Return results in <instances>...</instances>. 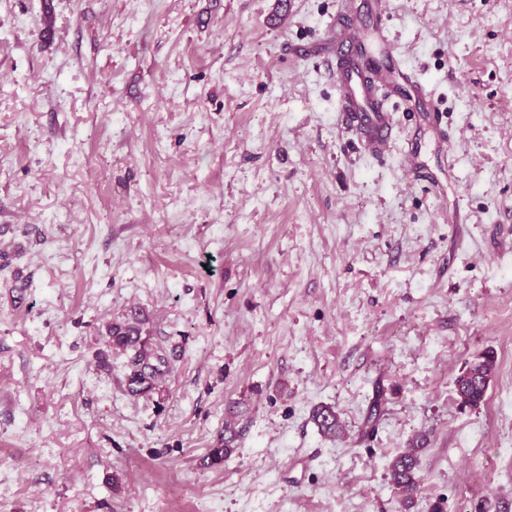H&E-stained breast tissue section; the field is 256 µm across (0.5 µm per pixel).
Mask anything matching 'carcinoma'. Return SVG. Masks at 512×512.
<instances>
[{
  "instance_id": "cac0c4a2",
  "label": "carcinoma",
  "mask_w": 512,
  "mask_h": 512,
  "mask_svg": "<svg viewBox=\"0 0 512 512\" xmlns=\"http://www.w3.org/2000/svg\"><path fill=\"white\" fill-rule=\"evenodd\" d=\"M142 319L134 313L125 322L113 323L108 327L107 335L113 346L132 352V370L127 376L128 391L134 395L144 394L156 385L163 374L167 361L159 351L146 345L142 339ZM494 356L487 352L481 359L473 362L457 379V393L463 404L476 407L486 397L492 371ZM312 420L321 434L334 436L340 432L341 424L336 411L330 406H318L312 412ZM236 434L227 429L224 431V445L214 449L212 461L219 463L233 451ZM427 443V438L420 435L408 443V448L394 458L390 465L392 483L409 497L420 489V478L417 475L419 455Z\"/></svg>"
}]
</instances>
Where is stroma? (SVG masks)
<instances>
[{
  "instance_id": "obj_1",
  "label": "stroma",
  "mask_w": 512,
  "mask_h": 512,
  "mask_svg": "<svg viewBox=\"0 0 512 512\" xmlns=\"http://www.w3.org/2000/svg\"><path fill=\"white\" fill-rule=\"evenodd\" d=\"M342 10L0 0V512H512V0H387L448 158L418 104L380 157L344 124ZM134 310L143 395L107 348ZM142 321L138 313L134 312L127 321L112 323L107 331L112 346L133 352L132 370L127 376V386L128 391L134 395L154 389L167 364L165 356L147 346L146 340L142 339ZM493 368L494 356L487 352L457 379V393L463 404L476 407L485 400ZM312 420L319 432L326 436H335L342 427L336 411L330 406L316 407L312 412ZM427 443L425 435L415 437L408 443V448L394 458L390 465L392 483L406 497L417 493L420 489V478L417 475L419 455Z\"/></svg>"
}]
</instances>
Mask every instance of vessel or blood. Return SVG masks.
Here are the masks:
<instances>
[{
  "mask_svg": "<svg viewBox=\"0 0 512 512\" xmlns=\"http://www.w3.org/2000/svg\"><path fill=\"white\" fill-rule=\"evenodd\" d=\"M386 0H346L336 21V82L346 122L364 137L371 154L386 152L395 140L391 112L381 101L380 92L429 102L434 134L447 142L448 132L441 125L434 94L405 68L381 23Z\"/></svg>",
  "mask_w": 512,
  "mask_h": 512,
  "instance_id": "1",
  "label": "vessel or blood"
}]
</instances>
